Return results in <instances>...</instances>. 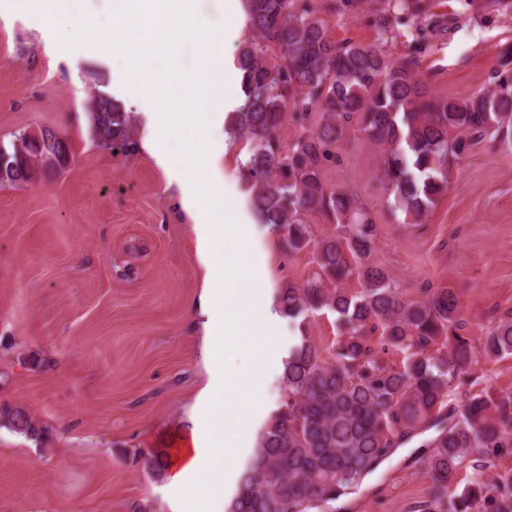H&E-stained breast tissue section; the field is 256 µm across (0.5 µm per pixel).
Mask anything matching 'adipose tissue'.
I'll use <instances>...</instances> for the list:
<instances>
[{
	"label": "adipose tissue",
	"instance_id": "ef3b65f1",
	"mask_svg": "<svg viewBox=\"0 0 512 512\" xmlns=\"http://www.w3.org/2000/svg\"><path fill=\"white\" fill-rule=\"evenodd\" d=\"M117 14L124 22L147 21L151 30L159 34L158 39L134 45L117 30L111 39L102 43L103 53L125 55L136 80L150 82L151 72L145 58L152 51H172L188 37L198 38L205 47L203 72L198 81L199 90L192 98V111L173 112L164 105H155L151 120L159 137L148 143L147 149L175 181L182 209L195 220L198 259L205 271L200 306L209 350V378L200 398L209 406L222 397L252 395L263 382L262 361L256 358L246 364L231 366L216 351L224 341L248 335L254 324L273 319L262 291L246 296L240 292L242 282L252 271L249 258L242 253L233 258L224 253V240L241 241L250 232L248 225L240 223L236 213L224 208V176L216 163L223 158L226 146L222 143L211 146V166L194 174L186 160L170 151L163 140L166 132L191 127L199 121L201 113L223 105V39L205 33L200 21L192 14L191 0H122ZM245 413V406L229 404L224 407L223 418H216L209 410L203 413L191 436L190 448L169 464L167 479L172 487L183 490L199 486L204 489L202 501L194 505L196 512H205L209 506L224 501V467L216 457L224 447H237L241 439L237 436L225 439L220 424L239 420Z\"/></svg>",
	"mask_w": 512,
	"mask_h": 512
}]
</instances>
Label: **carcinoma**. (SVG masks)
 <instances>
[{
    "label": "carcinoma",
    "mask_w": 512,
    "mask_h": 512,
    "mask_svg": "<svg viewBox=\"0 0 512 512\" xmlns=\"http://www.w3.org/2000/svg\"><path fill=\"white\" fill-rule=\"evenodd\" d=\"M242 6L253 37L235 59L243 98L227 134L246 139L242 171L260 222L288 252L312 248L319 269V280L290 283L278 292L280 312L296 320L329 311L344 339L331 364L305 335L289 349L280 380L283 400L259 430L225 512H336V501L397 448L431 429L436 435L418 461L430 474L432 501H448V512H512V475L487 482L480 474L490 456L512 448V392L448 407L453 380L474 361L470 339L457 333V294L432 288L423 301L406 300L394 277L368 263L376 226L354 193L331 190L322 179L324 168L343 162V139L359 137L385 152L388 208L421 223L447 192L450 166L476 140L497 133L509 145L512 49L501 52L487 91L440 97L416 70V60H394L382 50L388 27L404 15H424L425 0H394L371 44L336 41L315 11L297 0H242ZM290 110L302 118L319 112L321 119L285 147L279 131ZM89 113L102 146L135 153L130 112L112 96L97 94ZM7 152L18 170L0 174L1 187L31 183L69 158L66 143L50 129L14 134ZM314 213L336 224V233L314 240L305 222ZM352 278L360 283L354 295L339 288ZM326 282L333 287H323ZM376 329L384 349L403 355L401 365L377 361L365 336ZM436 342L448 345V354L429 352ZM484 352L512 356V322L484 337ZM0 424L35 439L45 431L16 406H0ZM166 459L156 450L143 465L159 476ZM468 468L474 480L455 491L458 472Z\"/></svg>",
    "instance_id": "carcinoma-1"
}]
</instances>
